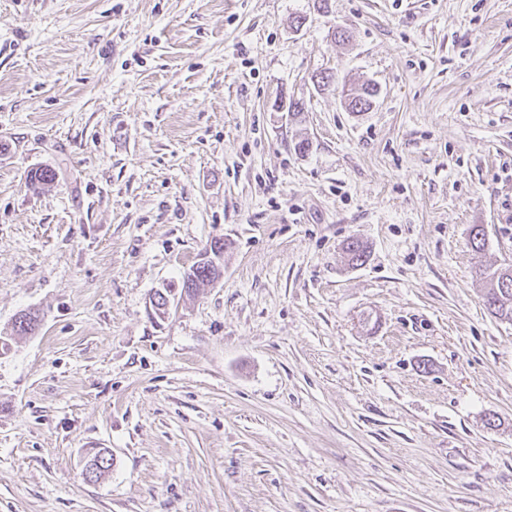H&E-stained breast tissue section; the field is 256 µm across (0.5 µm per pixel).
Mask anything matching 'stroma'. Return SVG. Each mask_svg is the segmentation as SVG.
Wrapping results in <instances>:
<instances>
[{
	"label": "stroma",
	"mask_w": 512,
	"mask_h": 512,
	"mask_svg": "<svg viewBox=\"0 0 512 512\" xmlns=\"http://www.w3.org/2000/svg\"><path fill=\"white\" fill-rule=\"evenodd\" d=\"M317 3L0 0V512H512V0ZM197 263L192 265L182 278L180 298L183 296L192 297L201 285L217 281L214 266L209 263L203 265ZM502 274L501 280L500 272H494L489 276L488 288L484 295V305L499 320L512 322V279L510 280V288H507L510 276L512 277V268L504 269ZM499 280L502 288H494L495 281L496 284H499Z\"/></svg>",
	"instance_id": "stroma-1"
}]
</instances>
